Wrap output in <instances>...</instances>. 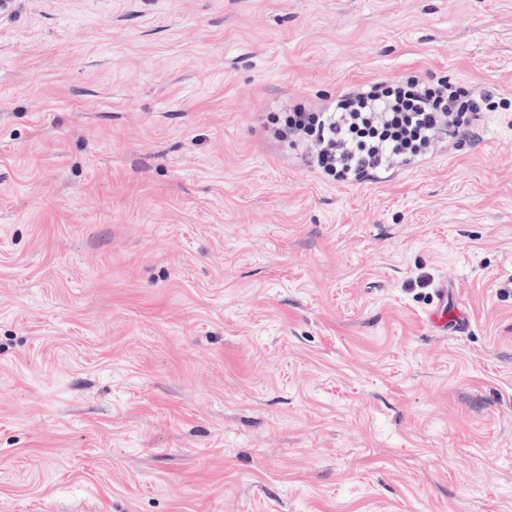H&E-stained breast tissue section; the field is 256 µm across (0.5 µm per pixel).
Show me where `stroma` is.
I'll return each instance as SVG.
<instances>
[{
  "mask_svg": "<svg viewBox=\"0 0 512 512\" xmlns=\"http://www.w3.org/2000/svg\"><path fill=\"white\" fill-rule=\"evenodd\" d=\"M408 76L476 139L266 135ZM0 512H512V0H0ZM479 109L460 87L425 85L411 76L396 86L380 82L343 95L324 110L296 105L268 132L307 148L309 164L332 180L352 183L422 160L441 133L472 137ZM448 285L434 289V305L426 314V322L439 331H448Z\"/></svg>",
  "mask_w": 512,
  "mask_h": 512,
  "instance_id": "stroma-1",
  "label": "stroma"
}]
</instances>
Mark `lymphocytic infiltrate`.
I'll list each match as a JSON object with an SVG mask.
<instances>
[{"label":"lymphocytic infiltrate","instance_id":"f902f5d3","mask_svg":"<svg viewBox=\"0 0 512 512\" xmlns=\"http://www.w3.org/2000/svg\"><path fill=\"white\" fill-rule=\"evenodd\" d=\"M478 111L462 88L411 76L394 86L380 82L357 90L324 110L296 105L271 134L307 148L311 165L332 180L352 183L422 160L435 150L439 134L472 136Z\"/></svg>","mask_w":512,"mask_h":512}]
</instances>
